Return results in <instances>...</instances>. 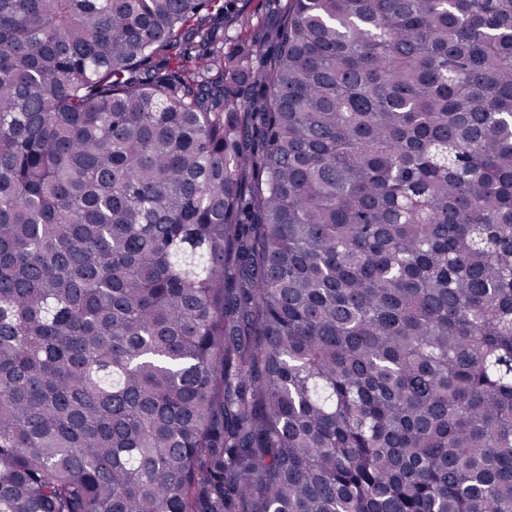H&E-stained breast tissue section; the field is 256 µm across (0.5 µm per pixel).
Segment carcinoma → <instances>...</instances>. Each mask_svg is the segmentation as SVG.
I'll list each match as a JSON object with an SVG mask.
<instances>
[{"label": "carcinoma", "instance_id": "carcinoma-1", "mask_svg": "<svg viewBox=\"0 0 512 512\" xmlns=\"http://www.w3.org/2000/svg\"><path fill=\"white\" fill-rule=\"evenodd\" d=\"M0 0V512H512V0ZM235 3H237V10L224 17L227 39L224 42V49L233 48L241 34L247 35L253 40L266 42L267 0H238Z\"/></svg>", "mask_w": 512, "mask_h": 512}]
</instances>
